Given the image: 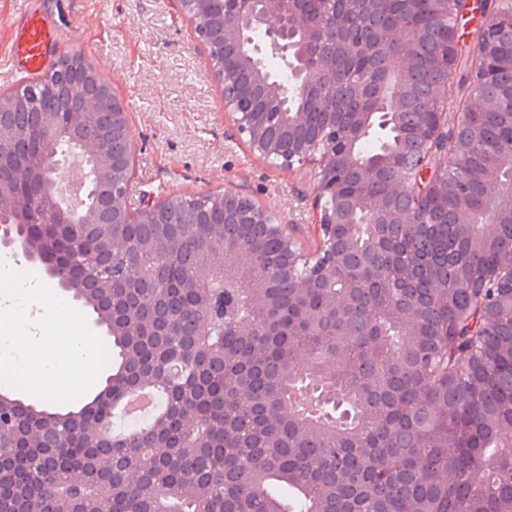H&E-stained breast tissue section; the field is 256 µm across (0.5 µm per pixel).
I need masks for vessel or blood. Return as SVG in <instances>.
I'll list each match as a JSON object with an SVG mask.
<instances>
[{"mask_svg":"<svg viewBox=\"0 0 512 512\" xmlns=\"http://www.w3.org/2000/svg\"><path fill=\"white\" fill-rule=\"evenodd\" d=\"M57 48L54 26L44 14L34 11L15 26L9 59L13 66L35 73Z\"/></svg>","mask_w":512,"mask_h":512,"instance_id":"vessel-or-blood-1","label":"vessel or blood"}]
</instances>
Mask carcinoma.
<instances>
[{
  "label": "carcinoma",
  "instance_id": "cac0c4a2",
  "mask_svg": "<svg viewBox=\"0 0 512 512\" xmlns=\"http://www.w3.org/2000/svg\"><path fill=\"white\" fill-rule=\"evenodd\" d=\"M336 51L335 103L294 51L217 43L252 135L329 151L335 224L301 250L207 198L138 219L112 202L133 151L123 110L61 91L0 99V225L107 332L109 381L66 412L0 390V512H512V0L459 50L467 0H288ZM196 22L220 31L221 12ZM441 165L429 156L442 126ZM95 142L97 204L57 224L50 162ZM498 183L497 192L486 183ZM149 385L155 405H119Z\"/></svg>",
  "mask_w": 512,
  "mask_h": 512
}]
</instances>
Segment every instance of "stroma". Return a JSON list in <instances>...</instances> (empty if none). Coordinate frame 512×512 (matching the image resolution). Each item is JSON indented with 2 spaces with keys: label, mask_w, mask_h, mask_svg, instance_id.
<instances>
[{
  "label": "stroma",
  "mask_w": 512,
  "mask_h": 512,
  "mask_svg": "<svg viewBox=\"0 0 512 512\" xmlns=\"http://www.w3.org/2000/svg\"><path fill=\"white\" fill-rule=\"evenodd\" d=\"M35 9L59 31L58 56H83L127 113L131 207L238 194L268 211L300 248H314L312 181L238 136L208 49L179 0H0V91L28 79L8 52L12 24Z\"/></svg>",
  "instance_id": "obj_1"
}]
</instances>
